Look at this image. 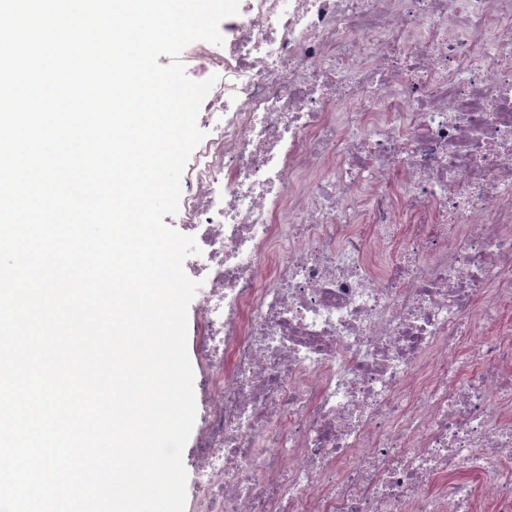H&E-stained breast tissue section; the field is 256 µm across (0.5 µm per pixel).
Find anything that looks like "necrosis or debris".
Listing matches in <instances>:
<instances>
[{"label":"necrosis or debris","mask_w":512,"mask_h":512,"mask_svg":"<svg viewBox=\"0 0 512 512\" xmlns=\"http://www.w3.org/2000/svg\"><path fill=\"white\" fill-rule=\"evenodd\" d=\"M245 3L182 202L192 512H512V0ZM201 300V292L198 288L194 297L192 298L191 302L188 305L187 308V353L190 360L191 368L193 371V388H194V394H195V401H196V417L195 422L193 425V429L191 432V435L185 445L184 451H183V461L184 465L187 471V484H186V505H185V512H190V502L191 498L195 493V487H196V472L194 469V466L191 462L193 457V441L197 432V427L200 423L201 416L203 414V407L200 400V393H201V383H200V376L198 372V367L196 363V356H195V336H194V320L196 316V311L199 305V302Z\"/></svg>","instance_id":"obj_1"}]
</instances>
